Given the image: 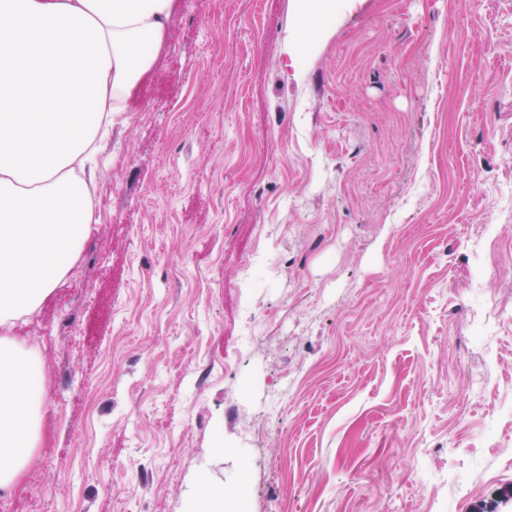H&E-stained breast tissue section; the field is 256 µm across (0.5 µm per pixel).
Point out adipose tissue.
<instances>
[{
    "label": "adipose tissue",
    "mask_w": 512,
    "mask_h": 512,
    "mask_svg": "<svg viewBox=\"0 0 512 512\" xmlns=\"http://www.w3.org/2000/svg\"><path fill=\"white\" fill-rule=\"evenodd\" d=\"M173 0H0V494L40 439L41 364L10 334L72 269L95 221L79 179L122 123Z\"/></svg>",
    "instance_id": "adipose-tissue-1"
}]
</instances>
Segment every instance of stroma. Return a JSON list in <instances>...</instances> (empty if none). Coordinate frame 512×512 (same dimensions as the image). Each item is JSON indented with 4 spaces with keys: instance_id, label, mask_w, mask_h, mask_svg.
Wrapping results in <instances>:
<instances>
[{
    "instance_id": "stroma-1",
    "label": "stroma",
    "mask_w": 512,
    "mask_h": 512,
    "mask_svg": "<svg viewBox=\"0 0 512 512\" xmlns=\"http://www.w3.org/2000/svg\"><path fill=\"white\" fill-rule=\"evenodd\" d=\"M314 26L175 0L96 230L11 330L43 364L16 483L43 512H187L243 467L250 512L512 489V0H336L293 69Z\"/></svg>"
}]
</instances>
